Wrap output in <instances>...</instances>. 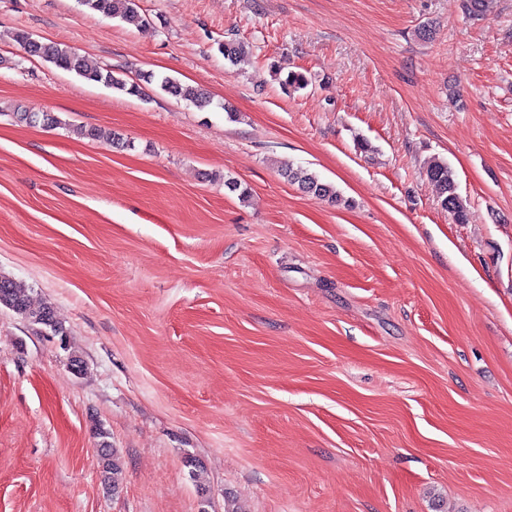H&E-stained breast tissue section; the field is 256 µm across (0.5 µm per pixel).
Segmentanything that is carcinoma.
Masks as SVG:
<instances>
[{
    "instance_id": "cac0c4a2",
    "label": "carcinoma",
    "mask_w": 512,
    "mask_h": 512,
    "mask_svg": "<svg viewBox=\"0 0 512 512\" xmlns=\"http://www.w3.org/2000/svg\"><path fill=\"white\" fill-rule=\"evenodd\" d=\"M82 5L100 12L108 17L132 20L138 18L135 0H80ZM16 39L24 52L31 57H40L55 66L76 73L83 79L102 83L108 87L124 91L130 95L141 94V87L137 83H129L112 75V72L97 66L90 65L84 57L57 45L44 43L33 38L26 32L16 35ZM160 88L168 94L181 97L196 107L203 109L210 104V100L193 87L181 84L176 78L163 76L159 79ZM17 118L30 125L42 124L53 126L58 123L57 118L49 112L29 113L19 112ZM288 181L299 186L307 193L326 197L333 202L341 201L333 186L322 183L319 179L301 168H293L288 164L285 167ZM427 177L436 184L440 193L441 207L448 211L457 224L468 221L467 206L457 192L455 175L448 163L441 159L432 160L426 169ZM0 306L8 308L32 324L41 326L54 336L64 335L63 326L57 321L54 311L47 305L35 306L32 304L27 289L17 281L9 278H0ZM100 438L97 448L100 460V473L103 482L108 488L117 490L120 467L116 458V451L108 441V434L101 430L97 432Z\"/></svg>"
}]
</instances>
